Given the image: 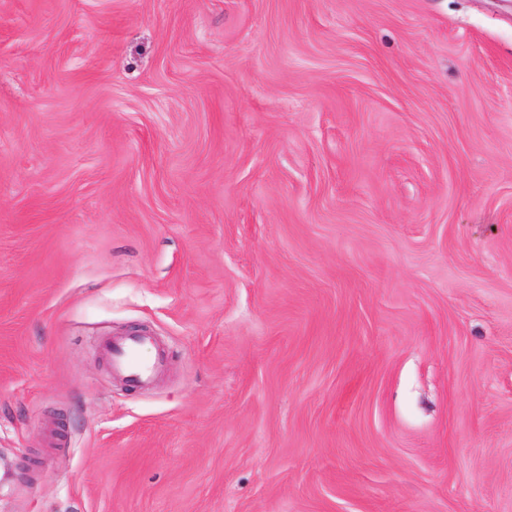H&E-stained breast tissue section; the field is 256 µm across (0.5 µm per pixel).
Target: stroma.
Masks as SVG:
<instances>
[{"label": "stroma", "mask_w": 512, "mask_h": 512, "mask_svg": "<svg viewBox=\"0 0 512 512\" xmlns=\"http://www.w3.org/2000/svg\"><path fill=\"white\" fill-rule=\"evenodd\" d=\"M0 512H512V0H0ZM151 337L133 333L120 339H108L103 350L112 372L135 385L149 383L155 376L160 359L149 358L144 350Z\"/></svg>", "instance_id": "stroma-1"}]
</instances>
